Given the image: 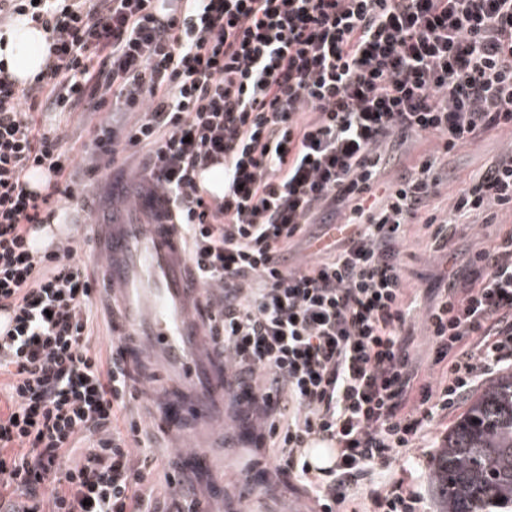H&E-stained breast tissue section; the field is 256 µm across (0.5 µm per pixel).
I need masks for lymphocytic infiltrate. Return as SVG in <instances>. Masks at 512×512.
<instances>
[{
  "label": "lymphocytic infiltrate",
  "instance_id": "lymphocytic-infiltrate-1",
  "mask_svg": "<svg viewBox=\"0 0 512 512\" xmlns=\"http://www.w3.org/2000/svg\"><path fill=\"white\" fill-rule=\"evenodd\" d=\"M29 15L50 61L22 85L0 69V512H156L138 398L117 354L91 343L97 287L79 242L36 252L30 228L81 210L88 180L147 150L159 193L212 305L233 401L263 420L258 444L317 512H419L417 492L376 478L425 448L435 418L512 365V233L478 252L468 287L424 314L445 374L420 380L410 355L405 227L448 246L456 224L512 214V153L430 209L440 161L512 127V0H0ZM103 113L77 157L37 112ZM129 112L131 122L111 120ZM435 136L393 184L388 147ZM224 167V193L198 177ZM44 175L40 190L29 171ZM347 238L291 266L308 225ZM88 444L77 447L79 435Z\"/></svg>",
  "mask_w": 512,
  "mask_h": 512
}]
</instances>
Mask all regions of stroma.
Segmentation results:
<instances>
[{
    "instance_id": "1",
    "label": "stroma",
    "mask_w": 512,
    "mask_h": 512,
    "mask_svg": "<svg viewBox=\"0 0 512 512\" xmlns=\"http://www.w3.org/2000/svg\"><path fill=\"white\" fill-rule=\"evenodd\" d=\"M435 148L430 137L414 138L391 146L393 161L383 171L382 182L391 183L407 169L417 165ZM512 152V130L492 129L474 142L459 147L442 161L448 177L441 184L432 205L446 208L448 202L468 186L471 177L491 161ZM512 232V218L503 217L498 224H461L452 232L449 256L432 250L431 232L420 224L405 228L401 260L405 272L408 298L417 300L421 307H429L437 294L446 288L448 281L457 285L468 284L472 273V258L481 248L492 245L502 236ZM225 432L229 444L224 449V464L231 471L230 496L211 505L213 512H228L234 502L252 501L255 512H291L304 501L302 491L289 489L273 469V450H255L251 441L257 426L254 420L240 416L233 403H225ZM168 439L160 425H152L147 444L152 448L157 465L151 474L150 486L162 512H170L173 498L166 482L175 473L174 449L168 448Z\"/></svg>"
}]
</instances>
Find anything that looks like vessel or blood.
<instances>
[{
    "mask_svg": "<svg viewBox=\"0 0 512 512\" xmlns=\"http://www.w3.org/2000/svg\"><path fill=\"white\" fill-rule=\"evenodd\" d=\"M136 186L132 177L120 182V189L137 197L96 225L99 252L87 265L111 283L106 315L122 339L132 375L141 376L155 362L168 367L170 377L156 396L172 414L169 434L187 439L224 416V359L207 335L204 293L174 226L151 222L159 203ZM178 461L211 475L216 490H223L211 448H188Z\"/></svg>",
    "mask_w": 512,
    "mask_h": 512,
    "instance_id": "b4317fda",
    "label": "vessel or blood"
}]
</instances>
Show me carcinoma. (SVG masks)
I'll return each instance as SVG.
<instances>
[{
	"instance_id": "carcinoma-1",
	"label": "carcinoma",
	"mask_w": 512,
	"mask_h": 512,
	"mask_svg": "<svg viewBox=\"0 0 512 512\" xmlns=\"http://www.w3.org/2000/svg\"><path fill=\"white\" fill-rule=\"evenodd\" d=\"M439 512H512V373L476 396L431 464Z\"/></svg>"
}]
</instances>
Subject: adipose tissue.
Listing matches in <instances>:
<instances>
[{
	"instance_id": "ef3b65f1",
	"label": "adipose tissue",
	"mask_w": 512,
	"mask_h": 512,
	"mask_svg": "<svg viewBox=\"0 0 512 512\" xmlns=\"http://www.w3.org/2000/svg\"><path fill=\"white\" fill-rule=\"evenodd\" d=\"M46 58L42 29L24 19L0 25V63L18 82L29 81L44 69Z\"/></svg>"
}]
</instances>
